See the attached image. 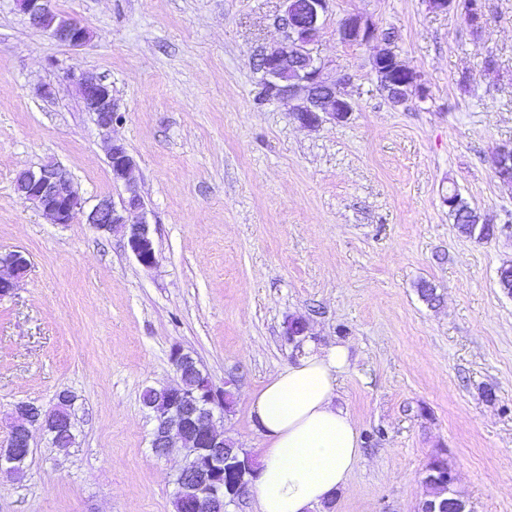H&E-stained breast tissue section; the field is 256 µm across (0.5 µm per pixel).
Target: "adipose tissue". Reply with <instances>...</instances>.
<instances>
[{"label": "adipose tissue", "instance_id": "ef3b65f1", "mask_svg": "<svg viewBox=\"0 0 512 512\" xmlns=\"http://www.w3.org/2000/svg\"><path fill=\"white\" fill-rule=\"evenodd\" d=\"M349 349L307 347L251 396L263 438L256 512H313L343 489L363 459L359 429L337 401Z\"/></svg>", "mask_w": 512, "mask_h": 512}]
</instances>
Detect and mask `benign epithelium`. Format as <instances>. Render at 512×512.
I'll return each instance as SVG.
<instances>
[{"mask_svg": "<svg viewBox=\"0 0 512 512\" xmlns=\"http://www.w3.org/2000/svg\"><path fill=\"white\" fill-rule=\"evenodd\" d=\"M18 10L34 27L51 20L50 34L71 47L85 44L90 33L80 22L60 17L49 0H14ZM285 29L284 42L263 51L260 67L264 73L265 96L291 104L296 119L312 127L323 122H342L352 112V101L346 87L352 77H336L331 64L314 56V46L327 12V0H282ZM338 35L347 44L378 43L371 66L381 78L380 90L395 106L408 102L401 96V86L410 84L422 89L417 71L395 54L394 36L379 30L365 16L346 17ZM78 89L95 114L98 126L108 131L117 121V104L111 85L102 79L81 76ZM107 157L112 177L125 183L128 197L121 205L102 198L86 212V223L101 233L118 232L124 246L144 268L158 262L150 224L132 180L135 160L125 146L116 140L107 142ZM494 174L499 182L512 188V142L498 147L494 156ZM18 194L34 204L55 224H69L74 215L84 210L85 201L62 169L52 163L38 169H26L18 174ZM28 260L16 251L0 254V297L9 296L28 271ZM179 387H165V402L153 409L155 421L151 441L158 458L167 456L176 447L184 449V464L177 473L175 498L185 512H226V508L243 495L255 477L256 463L248 453L239 455L225 447L224 433L215 425V411H224V393L214 388L209 378L199 372L197 360L177 348L171 353ZM72 396L58 394L59 414L55 428L72 426L70 407ZM45 430L41 408L27 402L14 406L10 436L6 447L0 448V471H9L28 456L32 433ZM430 478L440 476L448 481V500L424 501L419 512H471L464 500L453 490L455 477L436 468Z\"/></svg>", "mask_w": 512, "mask_h": 512, "instance_id": "1", "label": "benign epithelium"}]
</instances>
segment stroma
<instances>
[{
    "label": "stroma",
    "instance_id": "1",
    "mask_svg": "<svg viewBox=\"0 0 512 512\" xmlns=\"http://www.w3.org/2000/svg\"><path fill=\"white\" fill-rule=\"evenodd\" d=\"M81 21L74 49L0 0V251L30 261L0 298V447L19 402L73 397L75 443L35 431L21 478L0 476V512H173L181 453L157 458L144 388L175 383L171 351L216 389L236 381L218 427L259 454L250 396L302 347L346 344L339 403L363 460L315 512H418L444 459L471 512H512V192L493 172L512 142V0L487 22L427 0H329L317 43L353 77L342 123L302 126L260 99L259 55L280 42L281 0H51ZM393 34L425 99L393 106L371 67L375 43L338 36L349 14ZM494 58L487 69L486 58ZM104 77L110 133L71 78ZM120 140L152 225L146 269L120 237L77 213L52 223L15 190L18 172L60 164L87 204L121 202L104 141ZM494 225L458 232L450 189ZM440 301L426 303L421 282ZM294 317L308 321L288 340Z\"/></svg>",
    "mask_w": 512,
    "mask_h": 512
}]
</instances>
